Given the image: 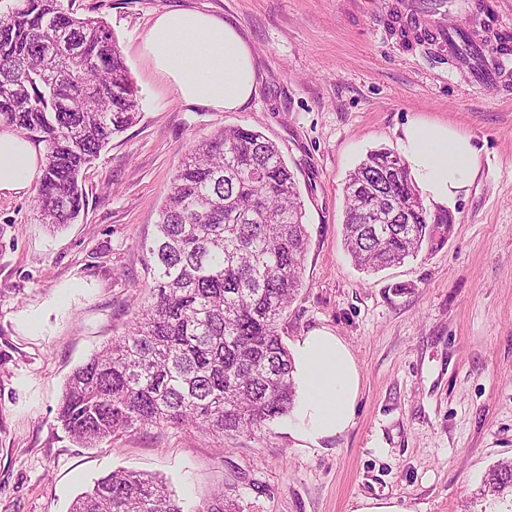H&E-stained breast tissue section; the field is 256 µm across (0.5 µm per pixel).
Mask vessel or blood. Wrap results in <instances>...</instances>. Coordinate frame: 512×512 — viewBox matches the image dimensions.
I'll use <instances>...</instances> for the list:
<instances>
[{
    "instance_id": "obj_1",
    "label": "vessel or blood",
    "mask_w": 512,
    "mask_h": 512,
    "mask_svg": "<svg viewBox=\"0 0 512 512\" xmlns=\"http://www.w3.org/2000/svg\"><path fill=\"white\" fill-rule=\"evenodd\" d=\"M470 0H401L397 20L441 56L469 65L472 85L487 90L512 81V51L495 49L474 28L449 23L450 13H470Z\"/></svg>"
}]
</instances>
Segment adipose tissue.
Segmentation results:
<instances>
[{
    "mask_svg": "<svg viewBox=\"0 0 512 512\" xmlns=\"http://www.w3.org/2000/svg\"><path fill=\"white\" fill-rule=\"evenodd\" d=\"M153 77L176 96L218 112L241 108L256 85L251 47L235 26L198 10L155 16L142 44ZM416 185L438 204L451 206L467 193L477 151L470 136L439 124L413 122L400 138ZM41 157L22 135L0 129V195H19L39 173ZM297 397L286 427L304 447L344 434L353 424L360 390L355 359L336 334L325 329L299 338L293 347Z\"/></svg>",
    "mask_w": 512,
    "mask_h": 512,
    "instance_id": "ef3b65f1",
    "label": "adipose tissue"
}]
</instances>
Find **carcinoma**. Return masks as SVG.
<instances>
[{
  "mask_svg": "<svg viewBox=\"0 0 512 512\" xmlns=\"http://www.w3.org/2000/svg\"><path fill=\"white\" fill-rule=\"evenodd\" d=\"M137 90L101 20L63 0H16L0 13V122L45 146L35 209L73 222L83 169L133 124ZM343 241L354 264L379 271L448 240L404 160L382 149L349 174ZM303 203L278 146L226 126L190 146L161 207L150 255L151 301L126 333L69 376L57 422L85 447L164 425L221 434L291 413L293 361L278 324L301 286ZM512 494V460L486 480ZM68 512H184L162 479L116 470Z\"/></svg>",
  "mask_w": 512,
  "mask_h": 512,
  "instance_id": "obj_1",
  "label": "carcinoma"
}]
</instances>
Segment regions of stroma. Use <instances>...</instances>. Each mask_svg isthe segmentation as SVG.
Returning <instances> with one entry per match:
<instances>
[{"mask_svg": "<svg viewBox=\"0 0 512 512\" xmlns=\"http://www.w3.org/2000/svg\"><path fill=\"white\" fill-rule=\"evenodd\" d=\"M358 0H64L111 28L138 89L139 118L83 173L85 207L55 228L35 189L0 196V512H68L115 469L164 478L185 512L218 490L240 512H501L482 494L512 458V87L479 91L455 64L390 30ZM196 9L251 46L257 91L234 112L149 84L137 47L155 14ZM413 121L442 123L478 150L447 242L378 272L343 244L348 175L399 147ZM280 148L304 204L302 286L279 323L293 346L339 336L360 373L354 423L319 448L283 420L234 436L174 425L84 447L57 423L72 371L148 302L159 209L194 141L227 126Z\"/></svg>", "mask_w": 512, "mask_h": 512, "instance_id": "35a3bbf8", "label": "stroma"}]
</instances>
